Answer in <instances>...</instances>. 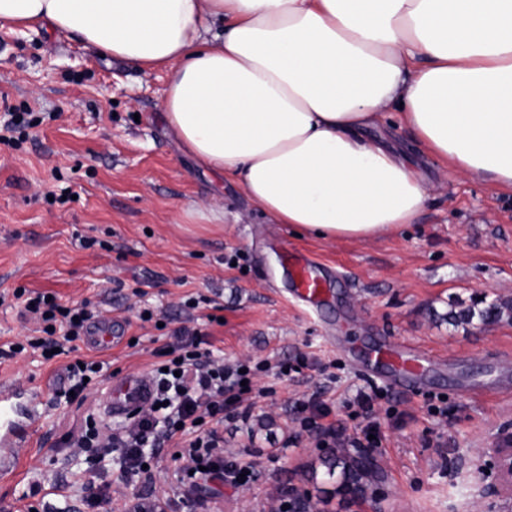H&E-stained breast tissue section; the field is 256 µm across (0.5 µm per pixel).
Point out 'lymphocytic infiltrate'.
I'll use <instances>...</instances> for the list:
<instances>
[{
  "mask_svg": "<svg viewBox=\"0 0 512 512\" xmlns=\"http://www.w3.org/2000/svg\"><path fill=\"white\" fill-rule=\"evenodd\" d=\"M15 300L23 304V313L40 332L31 347L61 354L77 351L92 325L103 320L102 310L88 304L65 306L54 294L45 292L27 296L25 289H15ZM207 336L200 330L182 327L167 336L154 355L150 371L156 392L135 425L117 436L103 419L87 416L79 431L67 433L64 445L80 449L92 461L100 462L120 449L128 469L142 474L145 450L170 444L190 471L205 469L233 483L253 478L255 465L238 460L222 461L224 439L216 429L223 419L249 418L251 408L244 397L251 393L245 385L239 365L224 364L203 351Z\"/></svg>",
  "mask_w": 512,
  "mask_h": 512,
  "instance_id": "lymphocytic-infiltrate-1",
  "label": "lymphocytic infiltrate"
}]
</instances>
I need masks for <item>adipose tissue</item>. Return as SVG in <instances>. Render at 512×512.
Returning a JSON list of instances; mask_svg holds the SVG:
<instances>
[{
	"label": "adipose tissue",
	"instance_id": "ef3b65f1",
	"mask_svg": "<svg viewBox=\"0 0 512 512\" xmlns=\"http://www.w3.org/2000/svg\"><path fill=\"white\" fill-rule=\"evenodd\" d=\"M0 21L167 71L180 146L325 240L401 231L427 205L417 163L365 135L388 118L512 189V0H0Z\"/></svg>",
	"mask_w": 512,
	"mask_h": 512
}]
</instances>
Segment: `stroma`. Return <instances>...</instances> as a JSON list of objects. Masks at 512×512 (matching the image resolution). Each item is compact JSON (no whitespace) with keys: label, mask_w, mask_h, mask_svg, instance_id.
Returning a JSON list of instances; mask_svg holds the SVG:
<instances>
[{"label":"stroma","mask_w":512,"mask_h":512,"mask_svg":"<svg viewBox=\"0 0 512 512\" xmlns=\"http://www.w3.org/2000/svg\"><path fill=\"white\" fill-rule=\"evenodd\" d=\"M166 86L164 72L75 36L0 23V96L37 120L14 145L0 144V293L49 290L101 304L120 338L85 404L60 403L52 389L69 356H9L33 325L16 303L0 304V384L44 392L20 475L0 480V512H70L84 485L112 497L140 486L137 476L119 481L116 456L91 469L60 439L102 411L111 379L153 363L158 339L186 326L180 303L189 296L202 298L196 325L225 362L304 368L293 380L256 372L263 396L224 438L225 457L254 461L255 479L190 476L170 448L155 449L154 486L177 512H272L292 493L317 512H487L495 477L476 453L512 432V368L502 365L512 359V319L455 327L446 315L512 299V191L427 158L393 119L368 134L422 161L432 198L415 224L367 241L301 234L177 145L162 112ZM275 240L320 263L331 292L319 306L296 295ZM145 310L152 320H141ZM380 343L436 356L425 390L354 370L351 351ZM312 396L329 407L322 423L335 433L324 440L300 431L295 404ZM371 420L380 446L353 445ZM337 453L371 459L366 495L326 477L321 462Z\"/></svg>","instance_id":"stroma-1"}]
</instances>
